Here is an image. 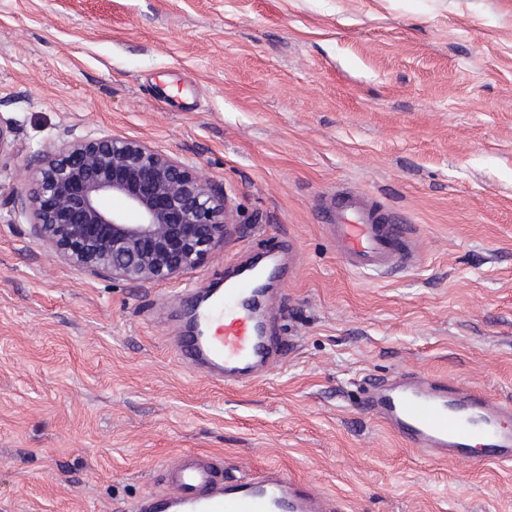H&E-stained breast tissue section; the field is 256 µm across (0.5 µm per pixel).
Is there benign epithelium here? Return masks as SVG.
I'll return each instance as SVG.
<instances>
[{"label": "benign epithelium", "mask_w": 512, "mask_h": 512, "mask_svg": "<svg viewBox=\"0 0 512 512\" xmlns=\"http://www.w3.org/2000/svg\"><path fill=\"white\" fill-rule=\"evenodd\" d=\"M14 223L32 219L70 266L146 284L195 268L224 237L229 216L192 166L130 138L75 137L24 166ZM123 200L126 210L105 204Z\"/></svg>", "instance_id": "obj_1"}]
</instances>
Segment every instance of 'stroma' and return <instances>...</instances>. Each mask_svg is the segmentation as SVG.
Listing matches in <instances>:
<instances>
[{
    "instance_id": "1",
    "label": "stroma",
    "mask_w": 512,
    "mask_h": 512,
    "mask_svg": "<svg viewBox=\"0 0 512 512\" xmlns=\"http://www.w3.org/2000/svg\"><path fill=\"white\" fill-rule=\"evenodd\" d=\"M0 126V512H130L185 450L349 512H512V468L427 460L358 404L410 369L512 401V0H0ZM85 135L192 165L232 235L161 283L52 258L18 172ZM338 185L405 215L422 262L348 269ZM281 233L287 360L246 388L189 372L184 289Z\"/></svg>"
}]
</instances>
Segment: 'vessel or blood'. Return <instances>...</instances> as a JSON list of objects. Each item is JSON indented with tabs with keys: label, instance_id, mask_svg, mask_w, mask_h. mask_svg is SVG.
Returning a JSON list of instances; mask_svg holds the SVG:
<instances>
[{
	"label": "vessel or blood",
	"instance_id": "obj_1",
	"mask_svg": "<svg viewBox=\"0 0 512 512\" xmlns=\"http://www.w3.org/2000/svg\"><path fill=\"white\" fill-rule=\"evenodd\" d=\"M323 204L336 216L326 230L348 268L384 275L416 266L414 225L395 222L357 190H336ZM292 248V239L277 238L226 280L223 290L188 289L195 299L191 332L175 339V354L186 368L246 387L287 358L288 338L277 327L270 303L284 297L288 280L278 256ZM362 392L366 412L428 460H460L477 446L483 460L512 466L511 402L417 371L369 377ZM160 480V489L135 503L132 512H347L342 498L316 491L279 466L245 479L226 474L223 459L205 452L185 451L164 462Z\"/></svg>",
	"mask_w": 512,
	"mask_h": 512
}]
</instances>
